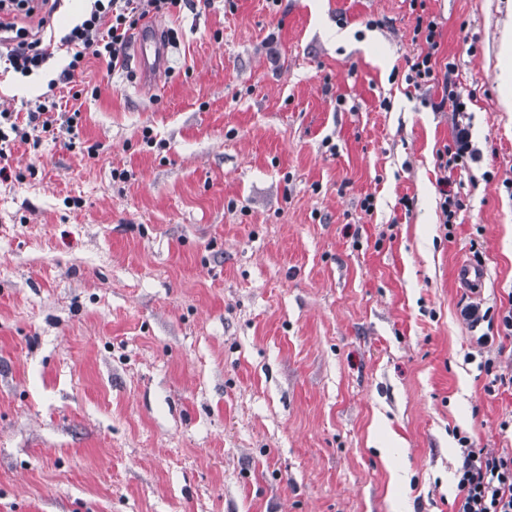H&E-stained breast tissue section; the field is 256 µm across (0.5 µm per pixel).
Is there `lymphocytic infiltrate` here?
Masks as SVG:
<instances>
[{
  "instance_id": "1",
  "label": "lymphocytic infiltrate",
  "mask_w": 512,
  "mask_h": 512,
  "mask_svg": "<svg viewBox=\"0 0 512 512\" xmlns=\"http://www.w3.org/2000/svg\"><path fill=\"white\" fill-rule=\"evenodd\" d=\"M47 0H0V31H8L5 58L14 72L30 76L66 51L69 61L58 80L70 82L83 68L86 58L105 63L109 71L125 69L129 34L148 18L171 15L186 0H88L79 20L63 36H35L17 26L16 17H32ZM415 12L411 43L415 52L407 61L405 80L415 88L443 86L444 100L450 101L454 115L452 140L437 153L443 171L465 169L477 151L471 137V118L462 96L452 90L455 62L439 63L442 25L426 8V0H410ZM81 119L80 110L62 112L55 100H38L26 115L0 109V175L16 143H28L29 132L41 130L52 137L74 135ZM462 464L456 471L457 495L453 512H512V455L488 448L472 447L461 438Z\"/></svg>"
}]
</instances>
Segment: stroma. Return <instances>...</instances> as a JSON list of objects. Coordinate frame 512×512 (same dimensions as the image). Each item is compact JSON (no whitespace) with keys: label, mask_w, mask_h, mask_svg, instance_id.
I'll return each mask as SVG.
<instances>
[{"label":"stroma","mask_w":512,"mask_h":512,"mask_svg":"<svg viewBox=\"0 0 512 512\" xmlns=\"http://www.w3.org/2000/svg\"><path fill=\"white\" fill-rule=\"evenodd\" d=\"M235 3L162 18L153 86L89 61L73 147L12 153L0 512H450L459 437L512 452V340L461 316L512 304V0H426L480 151L449 226L453 116L404 81L409 0ZM67 62L0 74V104L71 110ZM499 79L509 86L512 82V26L506 23L502 32L500 51L498 57Z\"/></svg>","instance_id":"1"}]
</instances>
